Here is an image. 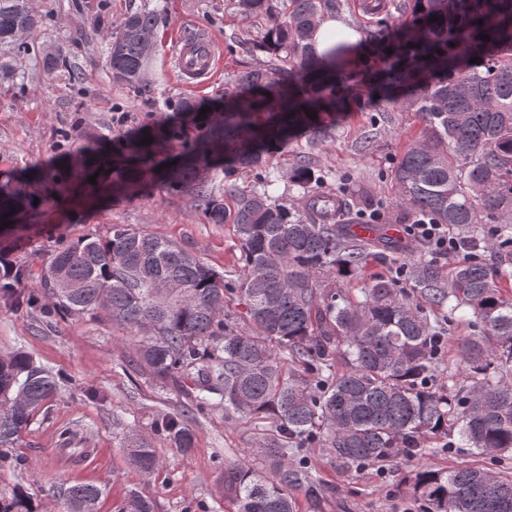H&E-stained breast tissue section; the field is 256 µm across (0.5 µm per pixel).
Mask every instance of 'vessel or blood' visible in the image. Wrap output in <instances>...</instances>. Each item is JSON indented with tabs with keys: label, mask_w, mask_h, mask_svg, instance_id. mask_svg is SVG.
Masks as SVG:
<instances>
[{
	"label": "vessel or blood",
	"mask_w": 512,
	"mask_h": 512,
	"mask_svg": "<svg viewBox=\"0 0 512 512\" xmlns=\"http://www.w3.org/2000/svg\"><path fill=\"white\" fill-rule=\"evenodd\" d=\"M171 63L184 87H207L222 66L221 46L203 29L181 33L172 42Z\"/></svg>",
	"instance_id": "1"
}]
</instances>
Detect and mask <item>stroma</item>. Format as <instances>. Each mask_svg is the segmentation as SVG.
Returning <instances> with one entry per match:
<instances>
[{
    "label": "stroma",
    "mask_w": 512,
    "mask_h": 512,
    "mask_svg": "<svg viewBox=\"0 0 512 512\" xmlns=\"http://www.w3.org/2000/svg\"><path fill=\"white\" fill-rule=\"evenodd\" d=\"M39 19L20 33L24 52L0 45V183L41 164L65 165L77 171L82 145L92 137L119 136L130 130L155 127L164 110L180 103L207 102L223 97L230 76L266 67L267 53L253 49L257 29L242 19L230 0H24ZM375 18L344 13L347 27L360 32L356 62L344 65L350 83L364 88L370 68L363 55L370 37H387L395 24L412 20L409 0H385ZM157 11L158 39L146 71L153 97L135 96L113 82L106 68L107 38L127 16L141 8ZM203 28L224 49L219 81L200 93L185 91L164 66L176 30ZM59 59L47 65L48 56ZM127 116L123 126L112 123L115 113ZM421 128L418 117L397 107L388 112L352 108L334 139L322 143L312 162L324 181L322 192L336 190L337 177L348 178L355 190L353 209L386 203L381 224L397 236L401 251L396 262L370 259L365 277L394 278L406 294L413 285L406 275L410 264L429 251L411 239L410 212L394 208L395 188L390 169L408 141ZM297 162L295 148L267 157L265 170L274 182L272 193L281 202L306 209L307 202L290 179ZM28 239L12 249L10 259L40 269L49 265L59 243L86 236L106 237L116 224L174 242L217 270L234 277L240 265V245L232 225L205 223L188 197L171 194L158 183L132 199L100 196L88 200L78 180H71L59 203L34 216ZM52 303L41 291L38 305L19 308L0 302V355L23 351L38 365L61 373V392L37 411L23 429L9 460L0 461V504L14 494L31 501L36 512H64L65 489L75 483L104 487L100 512H121L129 493L151 501L154 512H236L224 496V465L240 463L260 472L268 464L258 447L274 426L268 419L226 415L218 397L204 410L190 398V380L154 378L136 363L133 339L112 326L105 312L79 317H45ZM468 318L453 323L448 344L438 363L439 379L465 386L457 348L462 340L478 337ZM185 414L195 431L190 453L175 448L156 422L164 414ZM75 433L81 447L96 449L88 464L63 460L64 433ZM138 434L155 449L158 466L144 473L130 462L126 446ZM312 479L326 488L321 512H421L420 500L409 484L414 466L405 461L367 468H346L322 448L304 451ZM429 466L445 470L463 463L493 471L512 472V456L492 458L455 448L430 456Z\"/></svg>",
    "instance_id": "obj_1"
}]
</instances>
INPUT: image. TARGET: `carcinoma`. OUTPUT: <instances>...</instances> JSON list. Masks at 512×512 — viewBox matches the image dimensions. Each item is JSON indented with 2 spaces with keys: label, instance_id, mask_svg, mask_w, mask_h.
Returning <instances> with one entry per match:
<instances>
[{
  "label": "carcinoma",
  "instance_id": "1",
  "mask_svg": "<svg viewBox=\"0 0 512 512\" xmlns=\"http://www.w3.org/2000/svg\"><path fill=\"white\" fill-rule=\"evenodd\" d=\"M234 6L260 27L256 47L270 55L268 67L232 75L221 111L206 117L204 135L179 154L184 162L157 171L165 164L160 144L182 133L171 121L149 145L140 132L88 143L81 180L92 196L102 190L134 196L155 179L189 197L207 223L236 228L237 276L228 281L172 241L125 224L112 225L105 239L59 248L39 272L10 262L13 245L34 228V201L46 208L56 203V191L37 196L31 187L49 178L64 189V174L35 165L0 184V225L12 222L0 235V299L33 306L36 294L25 293L31 286L51 290L49 317L101 309L138 337L137 361L154 377L192 380L197 405L217 395L227 414L273 420L277 435L262 448L272 476L224 467V493L237 512H296L300 495L309 512H319L324 488L292 460L316 440L346 467L420 461L437 452L426 435L445 439L446 449L461 443L482 455L512 452V294L500 287L512 279V0H414L411 26L399 24L387 39L370 41L374 71L362 94L336 60L346 45L324 58L312 43L317 21L339 14L345 0H235ZM35 23L23 0H0V44L25 49L16 34ZM157 23L156 11L140 9L109 38L112 79L140 97L153 93L144 73ZM362 95L375 112L403 99L418 114L422 129L390 172L394 204L447 225L465 253L446 277L432 253L411 266L423 305L389 279H365L355 295L321 287L320 275L336 269L362 275L370 252L350 231L348 188L334 198L315 193L321 176L309 156L290 175L311 195L305 214L274 199L267 176L248 190L224 184L236 170L257 168L305 136L315 148ZM483 233L488 259L476 254ZM233 302L244 306L250 331L226 318ZM445 308L446 324L433 317ZM458 312L472 316L481 336L458 346L471 385L456 389L438 384L436 372L447 324ZM338 358L346 369L335 368ZM63 380L24 352L0 356V456ZM156 427L182 451L194 446L184 415H164ZM129 447L133 465L155 468L146 441L133 434ZM413 491L424 512H512V474L422 466ZM103 494L93 484L69 486L68 512H97ZM122 512H153V505L131 493Z\"/></svg>",
  "mask_w": 512,
  "mask_h": 512
}]
</instances>
